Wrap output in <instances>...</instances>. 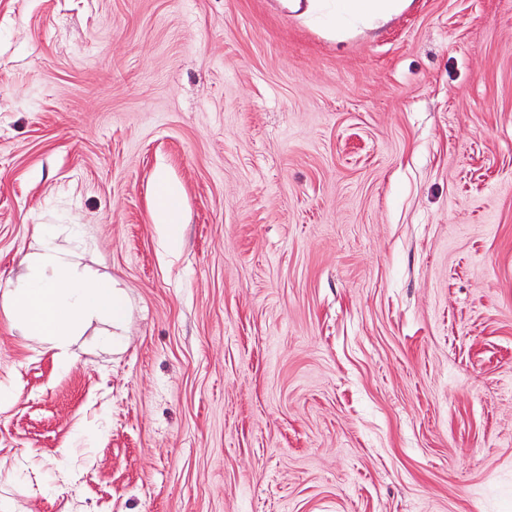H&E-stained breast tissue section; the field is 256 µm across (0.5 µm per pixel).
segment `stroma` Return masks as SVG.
<instances>
[{
	"mask_svg": "<svg viewBox=\"0 0 512 512\" xmlns=\"http://www.w3.org/2000/svg\"><path fill=\"white\" fill-rule=\"evenodd\" d=\"M333 8L0 0V290L76 224L127 299L0 312L16 512H512V0ZM407 0H337L336 24L377 22L399 13ZM158 185L165 190L166 197L164 202L159 199L157 205V223L171 244H176L180 239L181 219H180V195L173 188L167 187L166 179L163 176L158 178ZM83 243L75 224H41L36 250L23 257V272L0 296L12 324L44 340L61 366L92 324L100 325L97 342L106 350L125 331L123 291L80 267L76 257Z\"/></svg>",
	"mask_w": 512,
	"mask_h": 512,
	"instance_id": "35a3bbf8",
	"label": "stroma"
}]
</instances>
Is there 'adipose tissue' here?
Here are the masks:
<instances>
[{
	"instance_id": "ef3b65f1",
	"label": "adipose tissue",
	"mask_w": 512,
	"mask_h": 512,
	"mask_svg": "<svg viewBox=\"0 0 512 512\" xmlns=\"http://www.w3.org/2000/svg\"><path fill=\"white\" fill-rule=\"evenodd\" d=\"M405 5L406 0H337L336 21L373 23ZM82 244L76 225H41L35 251L21 261V275L0 290V311L25 335L44 340L63 366L89 327H96L97 342L106 350L125 331V296L111 281L81 268L76 257Z\"/></svg>"
}]
</instances>
